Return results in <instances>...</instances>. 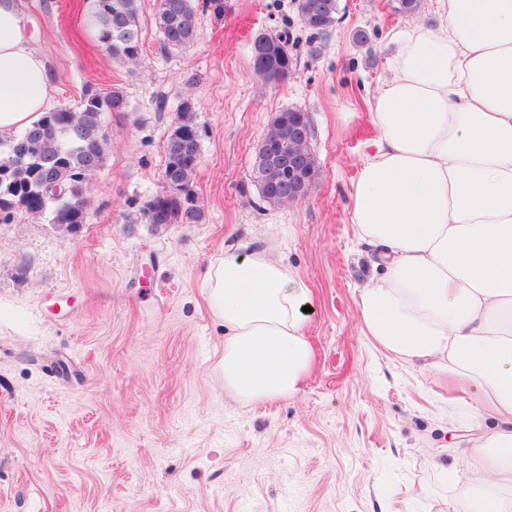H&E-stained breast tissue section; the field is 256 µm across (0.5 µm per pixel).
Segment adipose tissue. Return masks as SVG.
I'll list each match as a JSON object with an SVG mask.
<instances>
[{"label": "adipose tissue", "instance_id": "ef3b65f1", "mask_svg": "<svg viewBox=\"0 0 512 512\" xmlns=\"http://www.w3.org/2000/svg\"><path fill=\"white\" fill-rule=\"evenodd\" d=\"M374 99L379 130L353 185L351 222L381 275L357 301L363 336L450 378L448 405L497 425L469 448L482 471L448 512H512V0H437L398 38ZM51 76L16 0H0V134L47 111ZM224 327V387L245 402L292 395L310 373L304 282L241 242L208 269Z\"/></svg>", "mask_w": 512, "mask_h": 512}]
</instances>
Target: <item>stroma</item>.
<instances>
[{
  "label": "stroma",
  "instance_id": "1",
  "mask_svg": "<svg viewBox=\"0 0 512 512\" xmlns=\"http://www.w3.org/2000/svg\"><path fill=\"white\" fill-rule=\"evenodd\" d=\"M54 86L121 88L92 216L74 231L23 216L0 223V512H448L467 470L463 412L426 371L394 362L358 327L370 249L350 193L378 137L371 103L394 40L430 20L395 0H339L311 36L294 0H195L198 37L161 46L158 0H141L139 64L112 59L83 27L84 0H19ZM291 23L290 76L252 68L256 34ZM367 42L354 38L356 31ZM195 107V224H147L183 98ZM307 112L318 173L296 203L262 201L256 147L272 115ZM241 238L272 248L312 292L315 362L299 391L245 403L224 388V331L203 283ZM457 469V470H458Z\"/></svg>",
  "mask_w": 512,
  "mask_h": 512
}]
</instances>
